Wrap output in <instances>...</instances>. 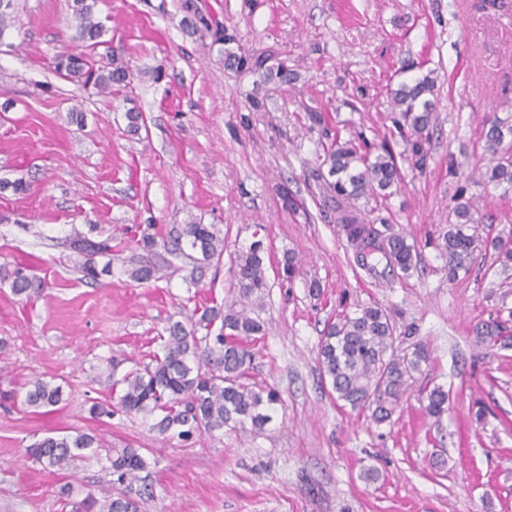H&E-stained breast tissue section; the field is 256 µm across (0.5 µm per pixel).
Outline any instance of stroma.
Masks as SVG:
<instances>
[{
    "label": "stroma",
    "mask_w": 512,
    "mask_h": 512,
    "mask_svg": "<svg viewBox=\"0 0 512 512\" xmlns=\"http://www.w3.org/2000/svg\"><path fill=\"white\" fill-rule=\"evenodd\" d=\"M234 28L248 49L274 51L299 74L291 86L224 67V48L193 35L185 0H98L96 18L135 78L112 93L59 77L51 57L70 34L69 0H20L8 48L0 50V270L17 265L45 283L31 298L0 280V512H73L110 482L93 450L64 468L26 458L27 446L81 430L115 448L144 449L140 512H512V348L485 350L477 324L506 316L512 288L473 270L449 280L437 243L458 192L474 198L493 233L512 237V194L474 182L489 113L512 115V10L482 0H195ZM436 80L435 125L425 170L401 163L403 182L383 201L360 203L363 219H388L407 233L417 267L386 281L356 263L336 204L313 177L325 141L307 110L329 117L345 138L381 139L391 124L388 91L426 74ZM267 101L249 109L248 94ZM146 128L128 131L127 110ZM287 183L305 204L286 210ZM215 224L229 248L248 246L255 225L272 259L294 253L304 276L270 278L260 312L267 334L252 375L281 402L265 433L219 431L188 443L158 434L141 415L92 418L112 394V363L146 364L174 322L222 301L229 260L192 281L184 264L145 283L124 262L144 231ZM82 235L110 240L98 281L77 271L69 247ZM318 278L322 294L305 286ZM391 315L399 349L424 343L429 361L391 420L340 407L322 383L317 345L327 320L360 305ZM62 385L65 402L23 413L13 406L35 379ZM450 390L441 420L420 392ZM489 409L475 422L471 406ZM377 480L363 478L367 469Z\"/></svg>",
    "instance_id": "35a3bbf8"
}]
</instances>
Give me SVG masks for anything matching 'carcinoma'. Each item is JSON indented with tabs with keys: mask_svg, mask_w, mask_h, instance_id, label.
<instances>
[{
	"mask_svg": "<svg viewBox=\"0 0 512 512\" xmlns=\"http://www.w3.org/2000/svg\"><path fill=\"white\" fill-rule=\"evenodd\" d=\"M97 0H72L75 20L71 42L78 52L68 47L59 50L53 59L55 72L83 88L93 87L108 92L112 87L130 85L133 72L128 63L100 53L106 44L101 22L95 20ZM17 0H0V44L12 26ZM186 11L192 13V29L224 45V67L240 74H251L262 81H276L290 86L297 79L295 70L284 62L269 64L272 55L266 50H246L236 44V36L226 25L199 10L188 0ZM435 79L427 74L411 84L403 83L391 93L389 107L392 124L405 145V160L419 170L430 159L426 144L434 126L433 105L428 96L434 93ZM486 164L480 172L483 184L512 192V121L493 117L482 125ZM328 153V176L315 174L320 189L327 197L346 204L336 214L348 242L354 250L357 265L375 277H393L409 273L416 267L415 244L391 224L379 229L365 223L356 208V201L376 198L398 184L401 170L389 142H371L364 136L358 141L336 137ZM455 223L442 234L439 244L446 259L448 280L459 272H468L477 248L495 252V261L502 267L512 262V246L498 237L483 234L482 221L471 200L458 196L453 209ZM164 245V253L156 252L157 241L149 234L139 239L147 256L135 261L126 270L130 279L144 283L179 258L199 259L207 264L221 261L225 238L215 224H180ZM72 248L83 258L78 268L83 277L97 280L99 272L94 256L112 252L109 241L81 237ZM228 298L221 304L203 309L200 316L186 327L176 322L169 327L163 341L162 354L151 362L127 371L113 383L121 387L114 401L94 402L89 413L99 419L112 418L120 412L127 416L156 417L152 425L159 434L170 433L183 442L204 434L212 435L226 428L250 431L260 435L272 420L280 402L277 390L253 382V353L246 342L264 335V325L255 314L268 288L264 244L257 239L240 248L231 259ZM302 275L299 261L293 254L283 257L276 268L281 283L292 284ZM11 281L16 296L28 295L40 288V282L17 266L4 274ZM395 326L389 315L376 305H360L352 314H343L327 325L318 343L321 376L336 393V400L358 413H370L371 419L384 423L391 419L414 374L428 362L425 347L418 344L412 351H396ZM477 344L494 347L512 344V318H496L476 327ZM64 400L62 387L37 379L21 400L24 409L54 407ZM425 411L439 418L448 410L449 391L437 385L423 397ZM102 447V440L85 432L45 437L27 448L33 461L46 468L61 467L93 447ZM108 469L115 482L132 486L147 461L137 448H110L106 454ZM102 499L88 495L87 508L98 512H138V502L126 492L112 496L101 490Z\"/></svg>",
	"mask_w": 512,
	"mask_h": 512,
	"instance_id": "1",
	"label": "carcinoma"
}]
</instances>
